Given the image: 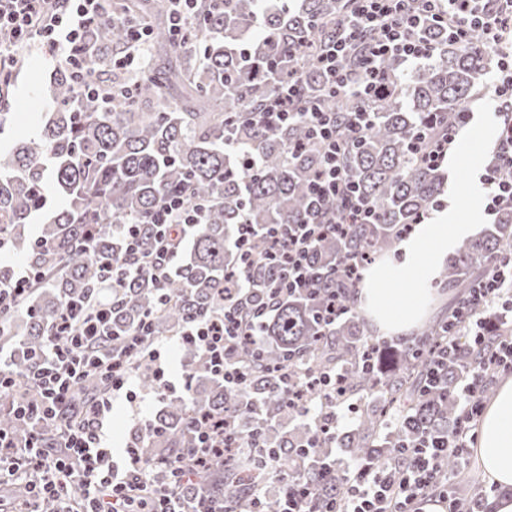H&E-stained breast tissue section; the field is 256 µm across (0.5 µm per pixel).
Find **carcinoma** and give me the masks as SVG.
Here are the masks:
<instances>
[{
  "instance_id": "carcinoma-1",
  "label": "carcinoma",
  "mask_w": 512,
  "mask_h": 512,
  "mask_svg": "<svg viewBox=\"0 0 512 512\" xmlns=\"http://www.w3.org/2000/svg\"><path fill=\"white\" fill-rule=\"evenodd\" d=\"M121 8L123 16L149 23L150 49L173 58L159 61L149 54L131 101L119 91L125 78H112L109 104L79 95L69 72L58 69L51 110L39 132L0 157V250L24 256L26 265L40 272L21 311L6 316L0 331V343L14 349L10 371L17 383L0 392V427L20 441L29 438L31 428L16 419L14 407L28 390L33 355L55 335L65 302L89 295L98 300L110 286L106 269L126 258L120 225H142L141 247L152 251L154 209L162 199L183 193L205 205L202 223L178 250L163 289L143 274L108 295L112 330L131 334L148 314L158 338L226 309L241 320L264 322L266 343L257 349L236 340L228 357L250 371L234 388L205 370L199 349L183 345L190 387L185 395L162 401L155 419L136 436L137 447L161 468L170 449L193 447V418L222 415L241 443L256 432L264 447L279 453L277 467H288L294 488L307 493L305 512H325L329 501L340 509L347 483L324 466L330 448L384 469L400 465L399 450L413 441L451 436L460 416L454 390L464 370L505 335L494 329L483 345L462 343L434 385L429 369L445 339V322L424 327L412 344L398 345L366 334L354 314L330 326L324 322L331 292L349 310L357 288V281L337 276L336 267L387 252L441 201L448 175L414 157L413 136L425 125L446 131L471 111L486 92L490 56L479 33L463 45L450 44L448 28L428 21L425 31L439 46L436 55L411 72L396 59L381 60L386 87L367 102L329 92L317 65L324 43L355 15L356 0H224L219 8L212 0H198L179 40L170 32L161 0H126ZM261 10L264 26L256 32L254 16ZM90 41L103 54L120 51L126 28L106 19L92 29ZM292 76L342 121L353 112L370 113V128L349 144L344 168L374 215L368 224H353L345 235L330 232L316 243L311 265L320 287L271 298L281 269L267 257L264 233L304 222L308 184L321 160L307 144L305 121L278 126L266 119V101ZM19 119L4 83L0 131ZM296 144L304 149L288 154ZM243 224L254 227L248 240L251 292L245 298L233 287L243 267L238 241ZM511 248L512 210L503 208L483 235L448 258L442 272L446 288L466 297L476 277L491 275L495 260ZM285 386L302 391L316 410L306 414L302 402L288 401ZM357 394L376 398L356 427L322 433L339 402ZM276 476L218 455L195 484L183 487V495L197 509L281 512Z\"/></svg>"
}]
</instances>
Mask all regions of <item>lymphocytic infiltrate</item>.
I'll list each match as a JSON object with an SVG mask.
<instances>
[{
    "label": "lymphocytic infiltrate",
    "mask_w": 512,
    "mask_h": 512,
    "mask_svg": "<svg viewBox=\"0 0 512 512\" xmlns=\"http://www.w3.org/2000/svg\"><path fill=\"white\" fill-rule=\"evenodd\" d=\"M107 2L0 0V78L10 77L16 50L34 51L68 69L87 96L111 102V80L105 71L88 67L92 54L88 32L104 18ZM429 19L446 24L453 42L481 33L488 53L497 58L491 97L496 103V117L506 120L507 125L493 148L492 160L479 177L486 212L496 214L503 206H512V0H359L353 19L322 49L319 66L330 89L371 98L385 88L378 60L395 57L416 67L436 54V47L424 33ZM366 34L371 41L362 62L358 69H349V56ZM266 111L269 121L280 124L305 118L309 140L322 157L310 183L308 222L287 231H268L269 256L284 271L275 289L285 294L313 287L308 257L333 225L366 224L372 217V206L346 178L342 164L347 136L367 129L370 117L356 112L345 125H338L335 113L312 101L297 78L280 84ZM336 198L343 204L339 214L327 208ZM203 209V204L183 197L166 199L151 218L157 247L147 255L140 252L139 228L126 225L128 250L134 256L129 272L147 271L164 280L169 259L176 254L187 226L200 222ZM484 306L496 307L504 318L512 315V254L499 256L491 277L479 281L470 296L459 302L437 360H446L457 350L459 336L477 344L484 341L490 328L478 315ZM58 323L68 339L63 343L49 340L37 357L29 375L36 396L17 408L16 417L37 426L54 423L59 446L46 448L35 441L27 443L22 452L13 453L9 435L0 429V485L24 481V512H41V502L48 498L66 505L80 501L82 512H186L178 487L202 472L212 456L239 447L235 436L227 433L223 417H196L192 422L195 447L171 457L161 470L149 468L135 448L128 449L125 462L114 461L105 443L106 420L112 411L113 393L129 388L134 373L120 361L93 352L94 346L112 341V308L98 301L87 305L75 300L64 306ZM239 336L257 347L264 344L261 324L244 325L220 312L191 320L178 341L202 350L210 373L222 376L227 384L240 385L245 381L246 368L224 358ZM491 365L512 368V336L496 345L487 364L471 367L459 390L461 414L452 437H434L406 449V463L400 467H361L352 479L343 512H417V503L436 483L440 458L451 449L465 452L473 423L482 411L483 382ZM91 378L99 382L98 391L89 399L80 421H69L64 407Z\"/></svg>",
    "instance_id": "1"
}]
</instances>
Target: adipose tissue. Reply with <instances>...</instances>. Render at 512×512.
Returning a JSON list of instances; mask_svg holds the SVG:
<instances>
[{
	"instance_id": "ef3b65f1",
	"label": "adipose tissue",
	"mask_w": 512,
	"mask_h": 512,
	"mask_svg": "<svg viewBox=\"0 0 512 512\" xmlns=\"http://www.w3.org/2000/svg\"><path fill=\"white\" fill-rule=\"evenodd\" d=\"M475 234L474 225L456 223L453 211H440L365 271L354 303L377 335L406 336L423 322L449 255ZM472 455L497 488L491 512H512V377L500 381L486 406Z\"/></svg>"
}]
</instances>
